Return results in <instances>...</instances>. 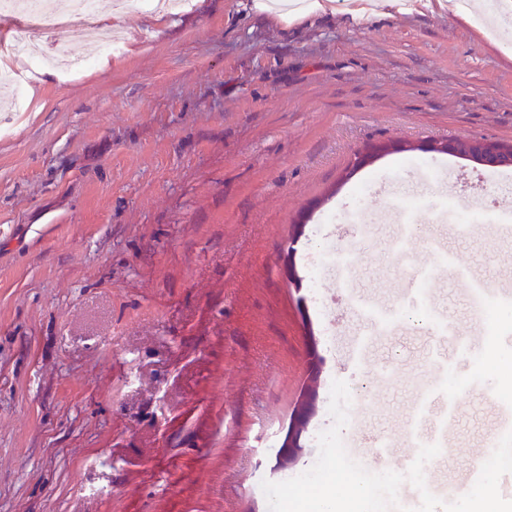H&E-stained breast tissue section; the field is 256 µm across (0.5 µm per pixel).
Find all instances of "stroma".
<instances>
[{
    "instance_id": "obj_1",
    "label": "stroma",
    "mask_w": 512,
    "mask_h": 512,
    "mask_svg": "<svg viewBox=\"0 0 512 512\" xmlns=\"http://www.w3.org/2000/svg\"><path fill=\"white\" fill-rule=\"evenodd\" d=\"M249 3L193 0L160 35L130 5L109 54L72 22L54 35L93 65L0 112V512H269L262 481L315 463L336 379L348 454L371 467L394 435L397 472L417 397L455 393L443 491L512 419L490 368L512 356V168L422 148L512 142V46L425 8L286 26ZM383 140L408 149L355 168ZM325 249L350 280H314ZM446 254L464 275L417 300ZM98 457L112 492L87 497Z\"/></svg>"
}]
</instances>
